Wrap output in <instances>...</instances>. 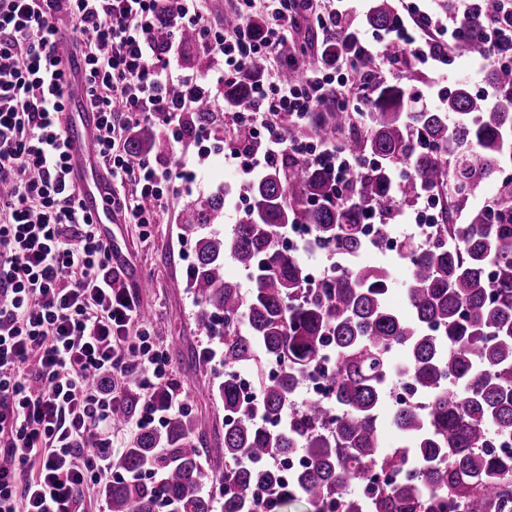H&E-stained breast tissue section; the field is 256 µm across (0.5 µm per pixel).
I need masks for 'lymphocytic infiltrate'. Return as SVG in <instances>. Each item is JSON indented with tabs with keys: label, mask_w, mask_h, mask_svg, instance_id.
<instances>
[{
	"label": "lymphocytic infiltrate",
	"mask_w": 512,
	"mask_h": 512,
	"mask_svg": "<svg viewBox=\"0 0 512 512\" xmlns=\"http://www.w3.org/2000/svg\"><path fill=\"white\" fill-rule=\"evenodd\" d=\"M199 2L0 0V456L11 460L0 465V512H84L85 491L111 484L109 461L125 448L112 426L122 397L109 377L144 391L171 382L168 353L156 345L123 266L113 264L112 247L71 179L60 36L75 37L87 102L98 114L105 201L147 239L171 195L196 172L189 152L162 170L151 154L129 153L141 124L182 142L188 117L201 104L219 105L224 88L261 57L267 67L250 100L230 111L249 139L225 140V159L251 175L290 153L318 163L347 191L344 175L359 159L339 164L335 142L296 140L288 128L325 101L347 108L350 93L367 89L354 85L351 70L336 77V60L326 54L299 81H284L283 71L306 49L286 59L280 45L305 19L341 32L351 69L375 56L395 67L392 42L404 56L425 52L444 64L448 41L462 39L480 0H454L447 22L420 0H400L395 24L377 44L343 24L355 10L349 0L326 8L316 0H267L262 25L229 32ZM185 28L214 61L206 72L181 64Z\"/></svg>",
	"instance_id": "lymphocytic-infiltrate-1"
}]
</instances>
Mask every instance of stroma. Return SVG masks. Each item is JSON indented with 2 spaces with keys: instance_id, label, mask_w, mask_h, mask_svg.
Segmentation results:
<instances>
[{
  "instance_id": "obj_1",
  "label": "stroma",
  "mask_w": 512,
  "mask_h": 512,
  "mask_svg": "<svg viewBox=\"0 0 512 512\" xmlns=\"http://www.w3.org/2000/svg\"><path fill=\"white\" fill-rule=\"evenodd\" d=\"M461 80L475 90L486 84L483 72L472 58H458L448 65L446 81L424 95V102L432 107L438 105L440 97ZM206 148L209 155L198 161L196 180L188 192L171 197L150 239L141 240L135 225L116 224L112 227V242L121 250L128 270L146 283L138 295L142 305L151 312L157 343L169 353L172 379L189 399V418L197 433L205 438L206 454L202 459L205 490L218 506L222 495L217 479L224 472L225 462L224 406L217 396V387L224 378V366L206 359L203 350L208 346L223 350L224 342L208 338L198 329L199 306L191 290L184 287L177 290L173 284L186 281L195 259L196 239L184 237L180 229L184 206L204 201L220 190L228 191L230 200H238L246 189V177L225 163L222 142L207 141ZM358 261L389 267L390 302L395 308L404 309L408 266L394 252L382 248L362 252Z\"/></svg>"
}]
</instances>
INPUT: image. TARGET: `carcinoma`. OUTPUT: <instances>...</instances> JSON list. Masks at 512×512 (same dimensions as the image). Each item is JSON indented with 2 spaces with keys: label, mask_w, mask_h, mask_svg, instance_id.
<instances>
[{
  "label": "carcinoma",
  "mask_w": 512,
  "mask_h": 512,
  "mask_svg": "<svg viewBox=\"0 0 512 512\" xmlns=\"http://www.w3.org/2000/svg\"><path fill=\"white\" fill-rule=\"evenodd\" d=\"M503 0H483V16L471 21L456 54H489L483 27L499 14ZM393 0H372L368 25L387 30ZM266 63L260 59L224 89L232 104L249 101L251 81ZM487 80L495 97L484 99L461 81L436 107H415V89L389 82L377 70L365 72V112L328 107L330 119L312 116L296 127L298 139H336L362 120L367 130L338 147L373 162L351 175L340 194L319 164L281 158L247 183L249 207L227 235H202L190 287L201 310L198 326L212 327L211 314L224 317L223 512H259L256 492L279 494L287 512L305 501L308 512H504L512 501V456L484 447L488 432L512 437V65H493ZM453 123H448V116ZM159 134L140 127L129 141L134 154L154 149ZM500 179L497 195L481 205L471 201L489 179ZM423 193L442 199V220L430 241L399 242V257L410 269L407 312L388 303L391 280L385 266H333L327 280L310 287L299 253L277 241L297 224L310 227L314 241L347 259L377 248L391 225L381 222L376 239L359 225L370 211L389 216ZM224 196L182 210L188 234L214 224ZM465 210L467 220L454 222ZM230 258L251 274L244 295L224 278ZM332 350L331 402L311 400L290 410L293 395ZM404 355V377L414 399L396 405L393 423L399 442L382 446L376 414L387 399L390 354ZM279 370L265 374L263 362ZM256 371L260 399L244 398L238 368ZM125 394L113 425L120 428L137 407ZM203 436L188 415L174 412L163 425L142 430L114 462L124 477L103 492L106 512H212L204 490ZM304 453L307 466L285 484L277 459ZM251 457L245 467L236 466ZM372 477L362 495L349 483L367 466Z\"/></svg>",
  "instance_id": "1"
}]
</instances>
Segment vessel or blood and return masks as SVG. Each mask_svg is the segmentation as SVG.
I'll use <instances>...</instances> for the list:
<instances>
[{
    "label": "vessel or blood",
    "mask_w": 512,
    "mask_h": 512,
    "mask_svg": "<svg viewBox=\"0 0 512 512\" xmlns=\"http://www.w3.org/2000/svg\"><path fill=\"white\" fill-rule=\"evenodd\" d=\"M57 52L67 66L68 88L66 93L68 162L73 182L81 192L86 210L98 213L103 237H111V213L103 211L102 199L107 183L102 176L95 148L97 118L84 102L82 91L83 64L72 57L68 42H61Z\"/></svg>",
    "instance_id": "1"
}]
</instances>
